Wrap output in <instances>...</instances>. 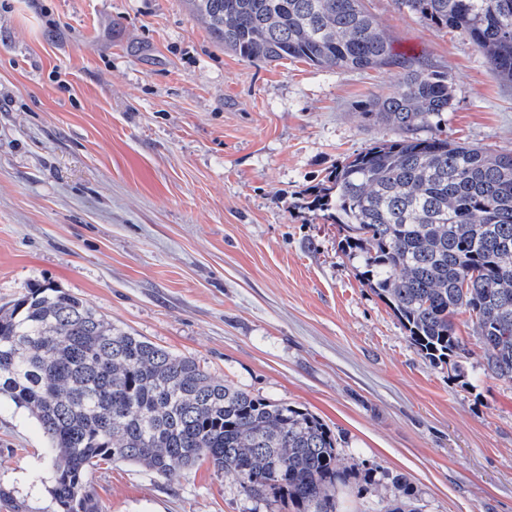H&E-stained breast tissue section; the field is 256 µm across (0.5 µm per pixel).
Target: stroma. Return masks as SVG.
Segmentation results:
<instances>
[{"instance_id":"obj_1","label":"stroma","mask_w":512,"mask_h":512,"mask_svg":"<svg viewBox=\"0 0 512 512\" xmlns=\"http://www.w3.org/2000/svg\"><path fill=\"white\" fill-rule=\"evenodd\" d=\"M394 53L449 71V138L512 151V83L464 35L363 0ZM402 70L249 63L183 0H0V304L50 285L212 376L320 417L343 467L379 466L418 512H512V384L430 365L364 282L314 197L347 156L398 129L362 104ZM37 422L0 399V491L49 503ZM100 512H292L201 464L93 470Z\"/></svg>"}]
</instances>
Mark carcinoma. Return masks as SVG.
I'll return each mask as SVG.
<instances>
[{
    "mask_svg": "<svg viewBox=\"0 0 512 512\" xmlns=\"http://www.w3.org/2000/svg\"><path fill=\"white\" fill-rule=\"evenodd\" d=\"M219 45L249 63L403 70L362 115L402 131L347 157L316 204L336 211L344 248L431 365L462 370L455 316L470 315L483 370L512 383V152L444 135L450 72L400 60L362 0H186ZM429 25L468 37L512 82V0H395ZM426 128L418 137L413 131ZM0 396L49 443L45 512H99L87 475L142 462L169 478L200 462L234 475L248 497L294 512H339L338 494L368 492L376 469L339 463L331 429L306 408L257 397L112 323L84 299L40 286L0 307ZM380 512H416L409 484Z\"/></svg>",
    "mask_w": 512,
    "mask_h": 512,
    "instance_id": "1",
    "label": "carcinoma"
}]
</instances>
